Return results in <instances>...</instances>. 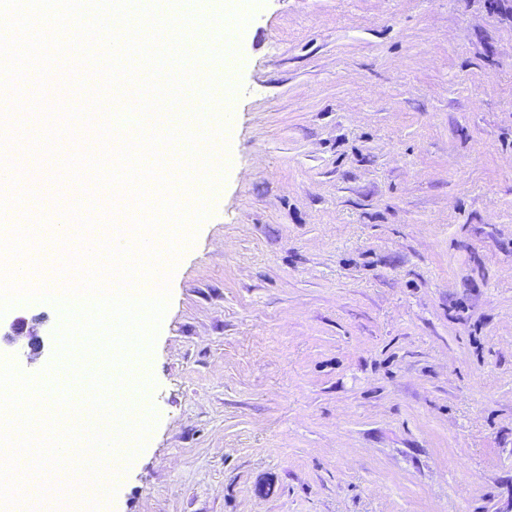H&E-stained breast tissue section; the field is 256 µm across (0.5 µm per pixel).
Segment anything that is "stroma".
<instances>
[{
    "mask_svg": "<svg viewBox=\"0 0 512 512\" xmlns=\"http://www.w3.org/2000/svg\"><path fill=\"white\" fill-rule=\"evenodd\" d=\"M238 56L103 512H512V0H260Z\"/></svg>",
    "mask_w": 512,
    "mask_h": 512,
    "instance_id": "1",
    "label": "stroma"
}]
</instances>
